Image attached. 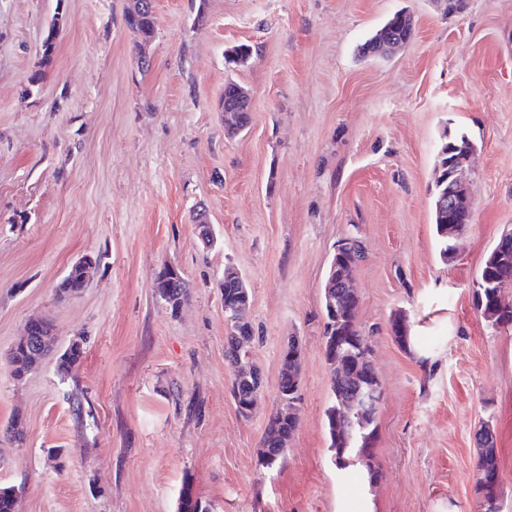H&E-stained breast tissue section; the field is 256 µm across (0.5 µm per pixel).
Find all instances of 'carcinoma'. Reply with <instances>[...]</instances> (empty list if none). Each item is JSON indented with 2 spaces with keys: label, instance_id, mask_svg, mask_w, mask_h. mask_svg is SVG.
I'll return each mask as SVG.
<instances>
[{
  "label": "carcinoma",
  "instance_id": "obj_1",
  "mask_svg": "<svg viewBox=\"0 0 512 512\" xmlns=\"http://www.w3.org/2000/svg\"><path fill=\"white\" fill-rule=\"evenodd\" d=\"M125 24L131 28V35L134 38L135 48L138 56L142 57L143 43L149 41L155 30V14L151 9L141 11H129L125 15ZM59 30L58 19H53L44 29L41 47L43 53L51 52L55 45ZM389 34L397 39L405 35V30L398 18L393 15L384 26L371 37L363 46L362 53L365 55L383 56V37ZM253 54L251 45L241 43L232 47L228 53L229 62L240 65L246 63ZM241 88L238 83L230 82L224 85V104L235 106L241 109V126L249 123L250 101L241 102L237 99L235 92ZM448 143H443L437 159L438 176L435 181V192L433 196L434 225L440 246V256L448 259L453 253V248L448 244V214L444 213L436 203L441 197L448 194ZM364 259L363 248L350 247L345 249L342 261L339 266L344 269L345 275L353 277L359 263ZM82 272L79 265H73L68 273L56 286L57 296L69 292V286L80 280ZM157 288L154 289L156 296L164 301L171 310L181 306L187 297V289L171 288L169 281L163 278L162 273L154 277ZM336 289L324 284L323 288V336L327 339L325 344V358L332 370L331 389L333 396H338L344 390V386L338 383L341 373L352 368L360 374L359 380L367 381L373 370L366 360V355L371 353L370 339L361 334V325L357 319L359 303L350 299L345 300L346 306L343 315L331 321L330 299L335 297ZM243 293V278L232 266L224 267V305L234 304ZM512 294V245L504 246L497 242L486 256L479 271L474 285V298L481 301L480 315L482 318L496 328H512V300L508 296ZM225 358L230 366L238 362L246 363L252 371L239 372L232 378L231 396L234 403H241L246 397L253 393L256 385L254 373L259 368L247 362L248 344L254 339L253 328L247 324L240 330H229L225 336ZM51 348L39 350L36 347L23 350L12 348L9 356L10 375L12 378L28 376L48 354ZM84 347L77 344H70L62 354L59 355L60 365L64 373H69L73 366L82 358ZM302 361H282L280 375L288 376L289 386H301ZM326 428L329 436V448L333 452L335 465L340 470L354 467L358 464L367 465L366 477L373 483L378 477L377 471L368 466L371 448L374 443L376 412L358 413L347 416L339 408V401H333L325 412ZM298 427V420L289 417H282L276 413L270 418L267 427L264 443L267 444L261 457V464L266 468H273L282 463L288 441ZM481 454L476 464V491H481L482 484L499 481L496 452L494 444L478 442Z\"/></svg>",
  "mask_w": 512,
  "mask_h": 512
}]
</instances>
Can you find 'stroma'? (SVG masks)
<instances>
[{
  "mask_svg": "<svg viewBox=\"0 0 512 512\" xmlns=\"http://www.w3.org/2000/svg\"><path fill=\"white\" fill-rule=\"evenodd\" d=\"M132 0H0V485L17 512H477L476 433L493 429L512 512V330L473 305L479 270L512 230V0H154L141 71L124 24ZM414 35L386 58L359 47L396 12ZM55 48L41 49L52 17ZM253 47L248 63L226 52ZM38 83H31L32 74ZM236 81L248 127L218 103ZM475 147L473 221L442 260L432 195L447 132ZM204 211L215 241L194 216ZM359 238L358 321L383 399L368 483L331 460L323 285L339 240ZM97 275L58 282L85 255ZM174 264L179 311L155 296ZM244 277L263 392L236 411L224 357V267ZM55 325L56 356L14 381L28 319ZM411 338L401 346L393 322ZM302 350L300 423L263 467L282 350Z\"/></svg>",
  "mask_w": 512,
  "mask_h": 512,
  "instance_id": "stroma-1",
  "label": "stroma"
}]
</instances>
